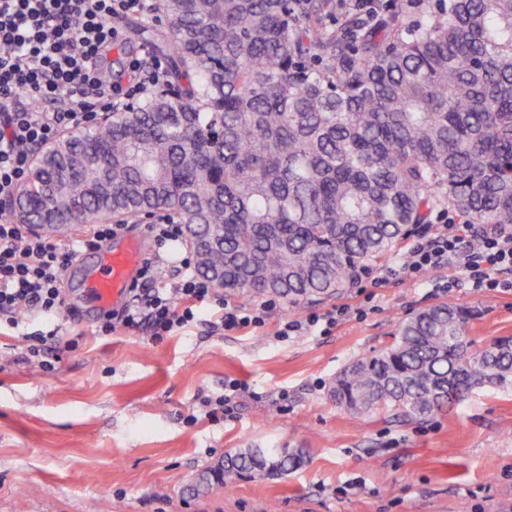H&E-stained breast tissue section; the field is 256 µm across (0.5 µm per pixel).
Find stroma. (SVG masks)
I'll list each match as a JSON object with an SVG mask.
<instances>
[{
  "instance_id": "1",
  "label": "stroma",
  "mask_w": 512,
  "mask_h": 512,
  "mask_svg": "<svg viewBox=\"0 0 512 512\" xmlns=\"http://www.w3.org/2000/svg\"><path fill=\"white\" fill-rule=\"evenodd\" d=\"M121 49L101 58L105 76L143 48L158 51L164 26L114 20ZM65 276L74 309L59 322L78 336L53 371L27 344L0 331V512H512V390L483 388L420 422L392 414L359 418L336 407L330 388L355 359L383 350L402 321L441 302L476 307L474 348L512 335V292L458 284L457 269L297 308L277 303L264 326L222 333L206 321L163 340L123 328L95 335L82 287L99 251ZM457 286L444 290L445 281ZM364 305L363 318L279 339L282 318ZM239 380L232 413L213 422L200 402ZM287 394V409L274 401ZM300 448L305 464L282 477L246 478L196 498L188 484L224 454L251 446Z\"/></svg>"
}]
</instances>
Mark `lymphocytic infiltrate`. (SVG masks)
<instances>
[{
    "instance_id": "1",
    "label": "lymphocytic infiltrate",
    "mask_w": 512,
    "mask_h": 512,
    "mask_svg": "<svg viewBox=\"0 0 512 512\" xmlns=\"http://www.w3.org/2000/svg\"><path fill=\"white\" fill-rule=\"evenodd\" d=\"M154 12L153 0H0V328L21 331L30 356L46 371L54 368L51 353L77 345L59 334L64 271L80 252L126 227L94 224L81 239L61 243L14 223L4 212L28 176L34 148L52 143L63 130L92 125L100 113L159 82L162 63L147 53L131 61L133 81L124 90L103 85L96 69L102 49L118 38L114 16ZM146 230L154 248L142 260L141 283L121 313L99 320L98 335L146 328L160 340L191 326L204 306L216 307L213 326L222 331L264 325L273 302L229 306L191 258L164 276V249L182 239V225L163 216ZM448 267L461 271L471 288L511 291L512 225L466 224L452 211L439 210L372 283L382 286Z\"/></svg>"
}]
</instances>
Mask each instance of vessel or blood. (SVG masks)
<instances>
[{
	"mask_svg": "<svg viewBox=\"0 0 512 512\" xmlns=\"http://www.w3.org/2000/svg\"><path fill=\"white\" fill-rule=\"evenodd\" d=\"M143 257L141 237L129 235L121 250L103 255L96 270L87 274L83 287L99 314L108 313L117 302L128 297Z\"/></svg>",
	"mask_w": 512,
	"mask_h": 512,
	"instance_id": "vessel-or-blood-1",
	"label": "vessel or blood"
}]
</instances>
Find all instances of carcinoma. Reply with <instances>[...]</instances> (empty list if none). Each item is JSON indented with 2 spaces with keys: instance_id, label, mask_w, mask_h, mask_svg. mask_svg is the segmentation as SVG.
<instances>
[{
  "instance_id": "cac0c4a2",
  "label": "carcinoma",
  "mask_w": 512,
  "mask_h": 512,
  "mask_svg": "<svg viewBox=\"0 0 512 512\" xmlns=\"http://www.w3.org/2000/svg\"><path fill=\"white\" fill-rule=\"evenodd\" d=\"M328 0H158L165 79L33 157L18 224L168 212L224 292L291 306L334 297L433 211L512 225V0H448L332 32ZM477 312L440 303L336 376L362 417L427 421L477 388H512V336L472 349ZM300 448H241L194 477L205 496L300 468Z\"/></svg>"
}]
</instances>
